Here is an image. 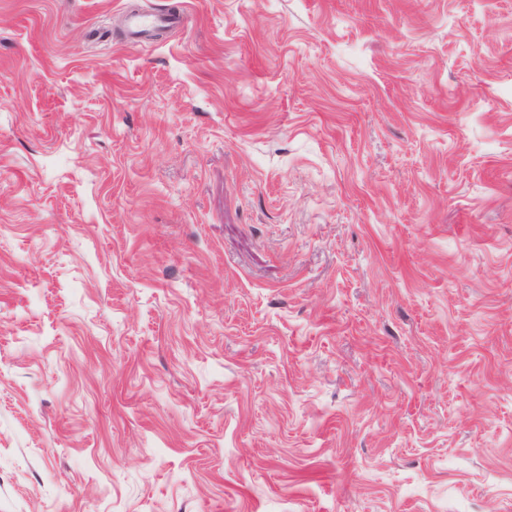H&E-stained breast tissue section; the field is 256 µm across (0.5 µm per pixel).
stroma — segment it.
I'll return each mask as SVG.
<instances>
[{
	"label": "stroma",
	"instance_id": "stroma-1",
	"mask_svg": "<svg viewBox=\"0 0 512 512\" xmlns=\"http://www.w3.org/2000/svg\"><path fill=\"white\" fill-rule=\"evenodd\" d=\"M0 512H512V0H0ZM182 21V15L177 12H144L132 15L129 29L133 34H145L160 27H176Z\"/></svg>",
	"mask_w": 512,
	"mask_h": 512
}]
</instances>
